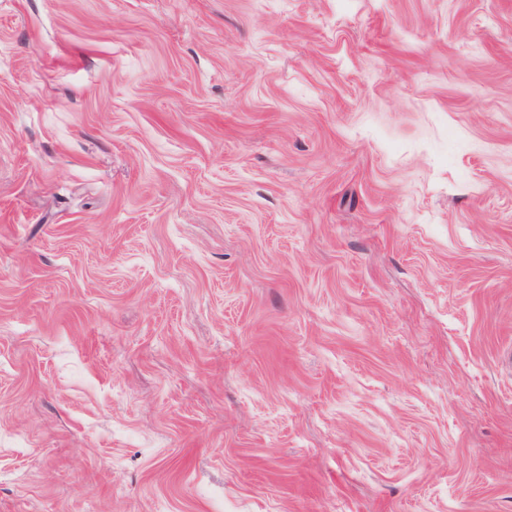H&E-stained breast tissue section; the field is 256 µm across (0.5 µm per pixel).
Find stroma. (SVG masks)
Returning a JSON list of instances; mask_svg holds the SVG:
<instances>
[{"instance_id":"35a3bbf8","label":"stroma","mask_w":512,"mask_h":512,"mask_svg":"<svg viewBox=\"0 0 512 512\" xmlns=\"http://www.w3.org/2000/svg\"><path fill=\"white\" fill-rule=\"evenodd\" d=\"M512 0H0V512H512Z\"/></svg>"}]
</instances>
